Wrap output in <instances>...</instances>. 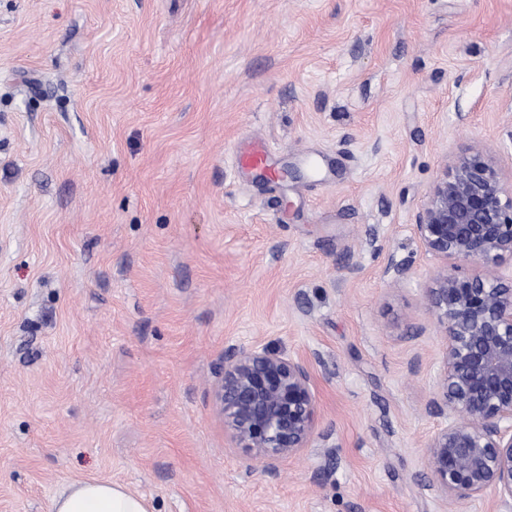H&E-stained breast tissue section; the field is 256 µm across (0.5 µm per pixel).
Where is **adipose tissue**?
Instances as JSON below:
<instances>
[{"label":"adipose tissue","mask_w":512,"mask_h":512,"mask_svg":"<svg viewBox=\"0 0 512 512\" xmlns=\"http://www.w3.org/2000/svg\"><path fill=\"white\" fill-rule=\"evenodd\" d=\"M48 512H151L147 500L107 480L72 483L49 503Z\"/></svg>","instance_id":"1"}]
</instances>
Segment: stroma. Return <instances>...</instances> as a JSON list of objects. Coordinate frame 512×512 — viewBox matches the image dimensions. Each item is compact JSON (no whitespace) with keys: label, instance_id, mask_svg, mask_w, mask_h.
I'll use <instances>...</instances> for the list:
<instances>
[{"label":"stroma","instance_id":"1","mask_svg":"<svg viewBox=\"0 0 512 512\" xmlns=\"http://www.w3.org/2000/svg\"><path fill=\"white\" fill-rule=\"evenodd\" d=\"M245 138L325 169L256 182ZM461 154L512 184V0H0V512L87 478L153 512H495L426 467L414 224ZM255 343L307 362L332 456L236 447L214 387Z\"/></svg>","mask_w":512,"mask_h":512}]
</instances>
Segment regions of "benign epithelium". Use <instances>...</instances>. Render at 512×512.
<instances>
[{"instance_id": "7a95c632", "label": "benign epithelium", "mask_w": 512, "mask_h": 512, "mask_svg": "<svg viewBox=\"0 0 512 512\" xmlns=\"http://www.w3.org/2000/svg\"><path fill=\"white\" fill-rule=\"evenodd\" d=\"M415 234L444 262L427 304L445 339L428 411L446 419L427 444L431 487L449 506L487 492L512 508V282L487 271L512 260V188L490 162L457 156L432 183ZM215 400L239 447L274 473L316 436L306 362L265 346L224 357Z\"/></svg>"}]
</instances>
